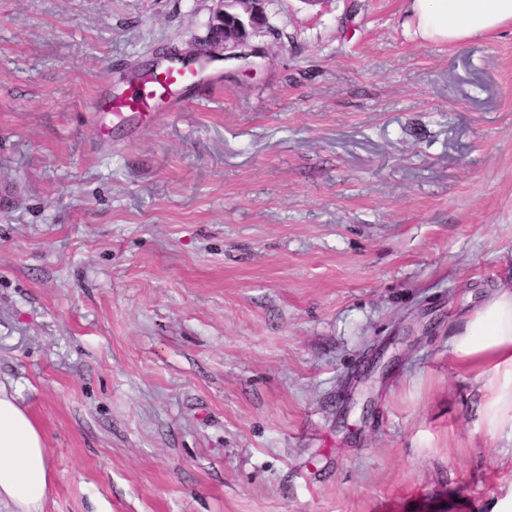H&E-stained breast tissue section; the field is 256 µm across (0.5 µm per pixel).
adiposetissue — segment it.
I'll list each match as a JSON object with an SVG mask.
<instances>
[{
    "label": "adipose tissue",
    "instance_id": "adipose-tissue-1",
    "mask_svg": "<svg viewBox=\"0 0 512 512\" xmlns=\"http://www.w3.org/2000/svg\"><path fill=\"white\" fill-rule=\"evenodd\" d=\"M406 14L422 42L458 45L512 25V0H408ZM448 353L485 391L486 432L512 431V284L454 315ZM51 481L40 427L0 386V501L44 512Z\"/></svg>",
    "mask_w": 512,
    "mask_h": 512
}]
</instances>
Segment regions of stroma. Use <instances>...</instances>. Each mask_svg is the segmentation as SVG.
Wrapping results in <instances>:
<instances>
[{
	"label": "stroma",
	"mask_w": 512,
	"mask_h": 512,
	"mask_svg": "<svg viewBox=\"0 0 512 512\" xmlns=\"http://www.w3.org/2000/svg\"><path fill=\"white\" fill-rule=\"evenodd\" d=\"M209 0H0V382L45 512H498L448 322L512 282V29L268 0L204 105L99 107Z\"/></svg>",
	"instance_id": "stroma-1"
}]
</instances>
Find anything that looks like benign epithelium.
<instances>
[{"label":"benign epithelium","instance_id":"1","mask_svg":"<svg viewBox=\"0 0 512 512\" xmlns=\"http://www.w3.org/2000/svg\"><path fill=\"white\" fill-rule=\"evenodd\" d=\"M215 7L208 18L209 45L224 47V58L247 59L257 55L251 38L262 32L258 18L267 0H212Z\"/></svg>","mask_w":512,"mask_h":512}]
</instances>
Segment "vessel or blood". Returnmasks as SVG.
<instances>
[{
  "mask_svg": "<svg viewBox=\"0 0 512 512\" xmlns=\"http://www.w3.org/2000/svg\"><path fill=\"white\" fill-rule=\"evenodd\" d=\"M206 82L202 70L173 68L142 77L137 86L108 98L106 106L117 114L151 119L157 113L180 110L200 99Z\"/></svg>",
  "mask_w": 512,
  "mask_h": 512,
  "instance_id": "1",
  "label": "vessel or blood"
}]
</instances>
